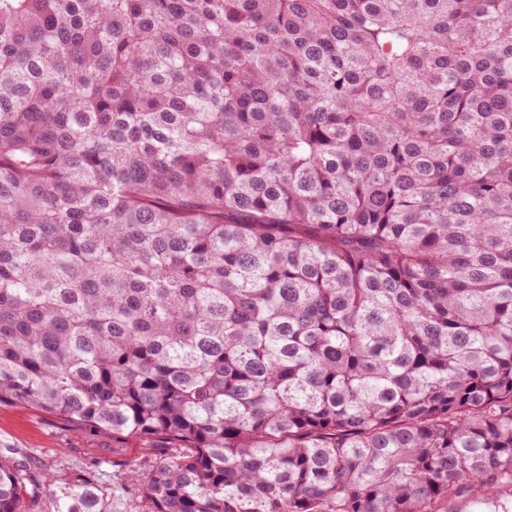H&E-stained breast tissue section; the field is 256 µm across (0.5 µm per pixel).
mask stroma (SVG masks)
<instances>
[{
	"label": "stroma",
	"mask_w": 512,
	"mask_h": 512,
	"mask_svg": "<svg viewBox=\"0 0 512 512\" xmlns=\"http://www.w3.org/2000/svg\"><path fill=\"white\" fill-rule=\"evenodd\" d=\"M19 452L33 482L21 512H51L41 483L44 471L95 470L105 490L107 512H132L135 495L128 487L129 466L149 468L155 458L141 443L113 442L110 436L62 425L56 418L24 405L0 407V454Z\"/></svg>",
	"instance_id": "1"
}]
</instances>
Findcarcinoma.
Wrapping results in <instances>:
<instances>
[{
	"instance_id": "carcinoma-1",
	"label": "carcinoma",
	"mask_w": 512,
	"mask_h": 512,
	"mask_svg": "<svg viewBox=\"0 0 512 512\" xmlns=\"http://www.w3.org/2000/svg\"><path fill=\"white\" fill-rule=\"evenodd\" d=\"M14 404L135 512H509L512 0H0Z\"/></svg>"
}]
</instances>
